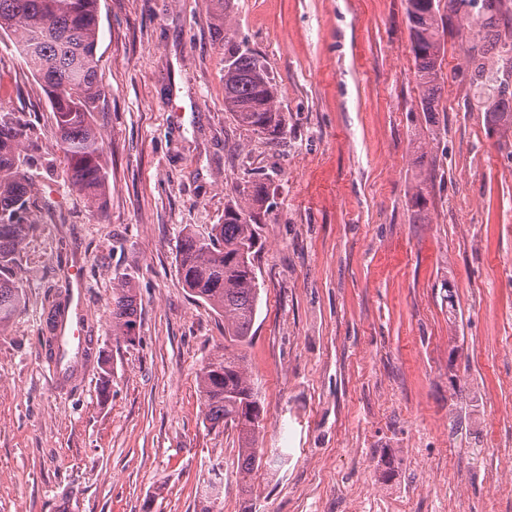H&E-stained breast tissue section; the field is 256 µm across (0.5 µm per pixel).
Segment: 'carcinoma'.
Here are the masks:
<instances>
[{
    "label": "carcinoma",
    "mask_w": 512,
    "mask_h": 512,
    "mask_svg": "<svg viewBox=\"0 0 512 512\" xmlns=\"http://www.w3.org/2000/svg\"><path fill=\"white\" fill-rule=\"evenodd\" d=\"M215 29L227 27L234 0H212ZM448 14L440 13V0H407L411 49L417 65L420 105L428 120L441 90L439 60L441 33L447 20L461 24L480 21L485 32L482 46L468 50L474 77L485 73V59L493 53L512 69V44L501 39L509 27L502 0H447ZM0 33L13 38V46L41 83L43 91L55 80H65L72 93L63 101L48 99L55 118L56 146L66 159L70 186L92 202L107 190L102 160V136L92 121L101 96L96 49L99 0H0ZM275 77L259 55L235 35L224 33V111L233 121L266 140L285 134L286 118ZM493 132L512 131V93L498 90L486 107ZM29 139L21 120L0 115V329L22 302L14 269L22 243L32 227L30 200L33 185L24 169L21 152ZM268 187L247 181L235 189L224 205V223L212 226L205 239L186 229L177 250L176 270L183 287L224 317V353L210 358L198 374V392L211 426L221 424L236 432L237 473L242 484L263 456L257 441L264 428V407L250 379L241 347L250 338L259 298L253 265L258 229L268 206ZM137 298L131 280L112 291V332L124 338L136 328ZM380 478L389 482L397 470V456L380 458ZM202 512L218 508V482L209 481L201 494Z\"/></svg>",
    "instance_id": "obj_1"
}]
</instances>
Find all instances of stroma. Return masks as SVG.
Masks as SVG:
<instances>
[{
	"mask_svg": "<svg viewBox=\"0 0 512 512\" xmlns=\"http://www.w3.org/2000/svg\"><path fill=\"white\" fill-rule=\"evenodd\" d=\"M99 4L109 189L96 206L67 183L46 96L0 36V113L30 128L35 185L23 300L0 329V512H200L217 470L223 512H342L363 482L377 501L360 512H512V136L485 120L500 60L475 79L476 35L444 33L430 133L406 0H237L229 25L282 90L288 128L272 145L224 110L210 0ZM254 180L270 211L244 353L265 407L258 446L282 463L244 485L236 436L205 421L197 390L224 320L183 288L176 254L183 229L223 223ZM76 267L87 340L55 386L51 316ZM126 279L131 342L112 334ZM137 298L131 280H125L112 291V332L128 340L136 328Z\"/></svg>",
	"mask_w": 512,
	"mask_h": 512,
	"instance_id": "stroma-1",
	"label": "stroma"
}]
</instances>
